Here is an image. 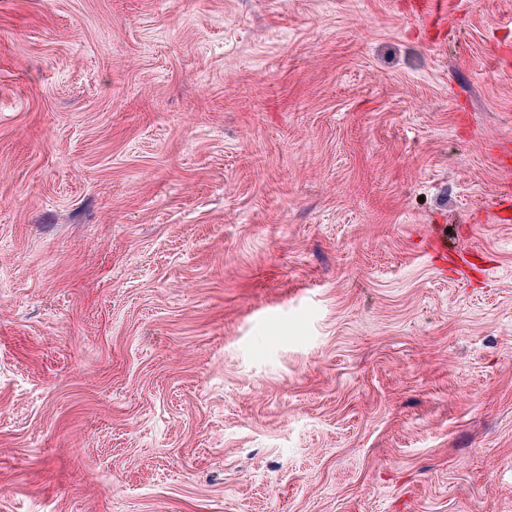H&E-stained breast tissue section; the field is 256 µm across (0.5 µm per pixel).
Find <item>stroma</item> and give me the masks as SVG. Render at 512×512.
<instances>
[{
  "label": "stroma",
  "instance_id": "1",
  "mask_svg": "<svg viewBox=\"0 0 512 512\" xmlns=\"http://www.w3.org/2000/svg\"><path fill=\"white\" fill-rule=\"evenodd\" d=\"M414 2L0 0V512H512V0Z\"/></svg>",
  "mask_w": 512,
  "mask_h": 512
}]
</instances>
